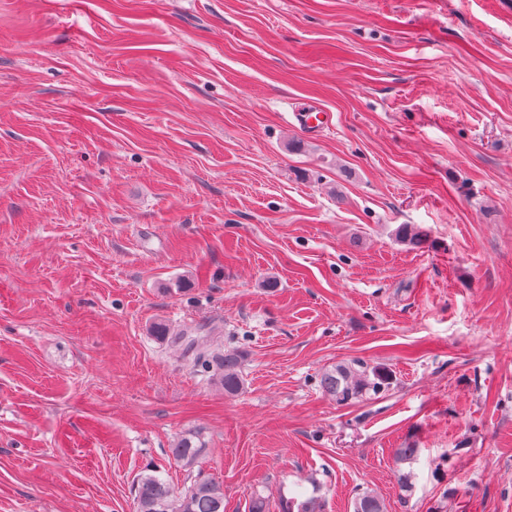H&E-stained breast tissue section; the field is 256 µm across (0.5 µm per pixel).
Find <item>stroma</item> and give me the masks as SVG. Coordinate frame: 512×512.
Masks as SVG:
<instances>
[{"label": "stroma", "instance_id": "1", "mask_svg": "<svg viewBox=\"0 0 512 512\" xmlns=\"http://www.w3.org/2000/svg\"><path fill=\"white\" fill-rule=\"evenodd\" d=\"M188 431L224 512H512V0H0V512H135ZM153 334L158 339L179 344L189 365L197 372L211 373L227 396L237 395L244 388L245 378L242 372L244 353L239 349H211L208 339L211 336H193V332H182L178 336H169L166 324L154 326ZM391 373L381 367H371L360 361L336 365L320 375L321 389L343 405L363 398L372 392L379 394L391 384ZM315 486L311 495L304 493L288 498L282 505V512H323V499L318 495ZM384 499L371 489L358 492L353 500V512H386Z\"/></svg>", "mask_w": 512, "mask_h": 512}]
</instances>
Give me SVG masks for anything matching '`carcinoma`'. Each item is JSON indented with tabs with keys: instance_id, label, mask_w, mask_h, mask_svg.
<instances>
[{
	"instance_id": "1",
	"label": "carcinoma",
	"mask_w": 512,
	"mask_h": 512,
	"mask_svg": "<svg viewBox=\"0 0 512 512\" xmlns=\"http://www.w3.org/2000/svg\"><path fill=\"white\" fill-rule=\"evenodd\" d=\"M398 238L416 247L428 241L422 229L411 224H402L397 229ZM153 334L163 341H171L182 347L189 365L197 372L209 373L227 396H234L244 388L242 372L244 353L239 349H212L205 336L182 332L170 336L167 325L158 323ZM391 373L381 367H371L360 361L336 365L320 375L321 389L343 405L378 394L391 384ZM196 434L187 433L169 449L168 459L188 472L191 484L177 491L162 477L159 468L142 472L135 483L134 500L136 512H224V487L215 478L196 469L207 448L194 442ZM319 488L311 495L299 494L288 498L282 512H323V499ZM353 512H386L384 499L371 489L363 490L353 500Z\"/></svg>"
}]
</instances>
